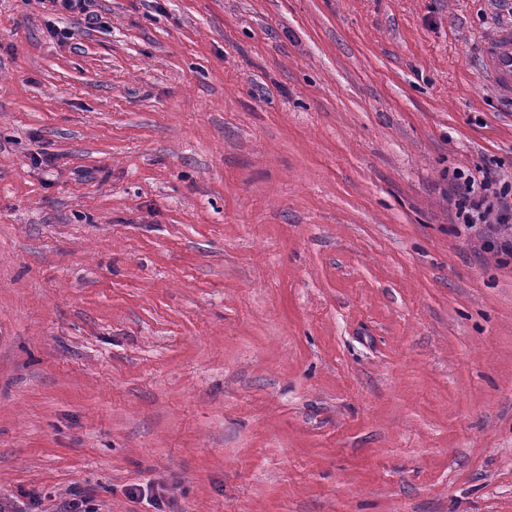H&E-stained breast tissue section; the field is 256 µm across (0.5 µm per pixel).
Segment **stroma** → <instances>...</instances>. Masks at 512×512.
Instances as JSON below:
<instances>
[{
    "mask_svg": "<svg viewBox=\"0 0 512 512\" xmlns=\"http://www.w3.org/2000/svg\"><path fill=\"white\" fill-rule=\"evenodd\" d=\"M89 13L0 0V495L512 512V0ZM481 54L485 77L512 98V27L501 28L484 41ZM489 165H475L473 170L452 174L448 204L455 209L458 224L472 230L478 224L512 223V183Z\"/></svg>",
    "mask_w": 512,
    "mask_h": 512,
    "instance_id": "1",
    "label": "stroma"
}]
</instances>
